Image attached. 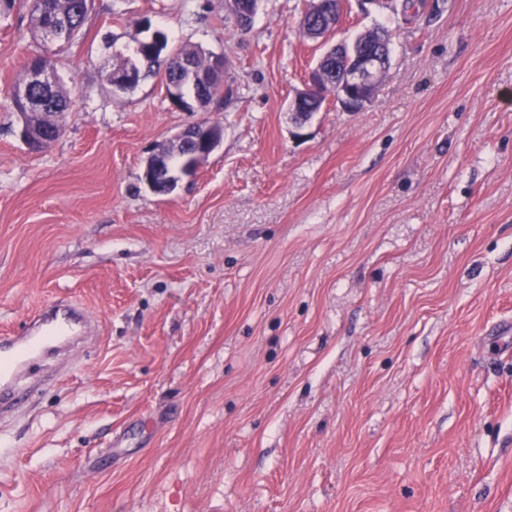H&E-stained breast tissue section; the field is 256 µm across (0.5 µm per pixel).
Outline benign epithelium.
<instances>
[{"label":"benign epithelium","mask_w":512,"mask_h":512,"mask_svg":"<svg viewBox=\"0 0 512 512\" xmlns=\"http://www.w3.org/2000/svg\"><path fill=\"white\" fill-rule=\"evenodd\" d=\"M224 8L234 17L247 24L252 21L258 9V0H224ZM342 17V0L326 7V20L312 25L313 38L327 43ZM336 52V57L344 58V70L336 78V85H331L320 66H315L309 73L303 89L297 91L288 104V112L295 129L294 135L304 136V129L315 114L313 106L324 96V91L333 93L336 102L346 111H358L366 106L377 90L383 73L389 68L391 54L389 45L382 39L370 43L336 44L326 49V53ZM142 73L134 65L112 75V90L124 92L133 89L141 80ZM187 80L197 81L191 65L182 62V69L167 80L166 96L169 102L180 106L179 95L183 83ZM55 74L43 66L29 69L25 82L17 85L14 90L15 100L21 104L31 103V89L35 86L51 85ZM223 137V129L205 123H197L182 129L174 136V141L183 143L191 141L194 150L187 153L181 168L174 169L168 160L156 152L151 162L144 167L145 182L154 187L153 178H158L172 192L176 186L177 173H191L197 165L213 153Z\"/></svg>","instance_id":"benign-epithelium-1"}]
</instances>
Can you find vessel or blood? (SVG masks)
I'll return each instance as SVG.
<instances>
[{
	"instance_id": "1",
	"label": "vessel or blood",
	"mask_w": 512,
	"mask_h": 512,
	"mask_svg": "<svg viewBox=\"0 0 512 512\" xmlns=\"http://www.w3.org/2000/svg\"><path fill=\"white\" fill-rule=\"evenodd\" d=\"M92 327L82 307L60 300L31 315L22 333L0 336V415L13 409L19 378L30 364L50 351L77 345Z\"/></svg>"
}]
</instances>
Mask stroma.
<instances>
[{
    "label": "stroma",
    "mask_w": 512,
    "mask_h": 512,
    "mask_svg": "<svg viewBox=\"0 0 512 512\" xmlns=\"http://www.w3.org/2000/svg\"><path fill=\"white\" fill-rule=\"evenodd\" d=\"M311 0H93L60 138L19 136L29 6L0 14V336L67 295L100 330L0 419V512H512V0H345L392 32L359 112L288 102ZM167 33L224 59L193 111L112 54ZM221 123L168 194L156 146ZM258 2V0H225L224 8L229 11L234 18L236 17L234 19L235 25L241 30H246L239 20L244 24L251 22L257 12Z\"/></svg>",
    "instance_id": "obj_1"
}]
</instances>
